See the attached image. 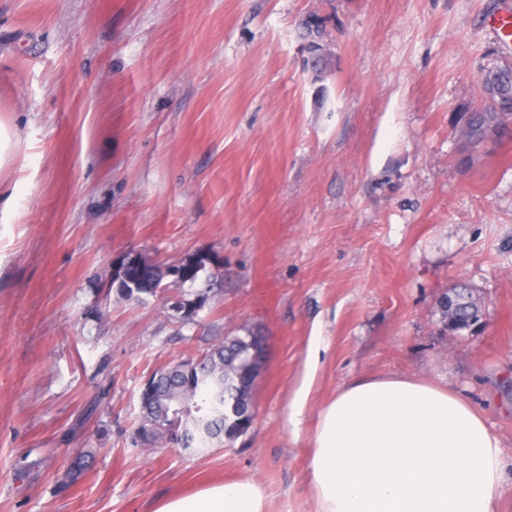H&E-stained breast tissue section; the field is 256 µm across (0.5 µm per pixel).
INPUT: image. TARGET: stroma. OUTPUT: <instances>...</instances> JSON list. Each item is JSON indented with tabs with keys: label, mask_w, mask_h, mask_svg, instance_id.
<instances>
[{
	"label": "stroma",
	"mask_w": 512,
	"mask_h": 512,
	"mask_svg": "<svg viewBox=\"0 0 512 512\" xmlns=\"http://www.w3.org/2000/svg\"><path fill=\"white\" fill-rule=\"evenodd\" d=\"M507 13L512 0H0V120L18 134L0 169V512H153L234 476L270 512H308L320 410L393 376L484 416L512 512V135H460L482 70L512 60ZM199 254L220 265L184 286L187 321L163 296L105 287L126 258ZM456 285L481 310L473 329L440 309ZM249 335L265 355L245 435L135 444L157 369Z\"/></svg>",
	"instance_id": "35a3bbf8"
}]
</instances>
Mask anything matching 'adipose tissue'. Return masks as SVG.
<instances>
[{"label": "adipose tissue", "mask_w": 512, "mask_h": 512, "mask_svg": "<svg viewBox=\"0 0 512 512\" xmlns=\"http://www.w3.org/2000/svg\"><path fill=\"white\" fill-rule=\"evenodd\" d=\"M308 465L313 512H496L501 446L451 390L362 378L323 407ZM154 512H267L249 477L161 501Z\"/></svg>", "instance_id": "ef3b65f1"}]
</instances>
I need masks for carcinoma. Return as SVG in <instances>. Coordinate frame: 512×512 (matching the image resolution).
Listing matches in <instances>:
<instances>
[{"label": "carcinoma", "mask_w": 512, "mask_h": 512, "mask_svg": "<svg viewBox=\"0 0 512 512\" xmlns=\"http://www.w3.org/2000/svg\"><path fill=\"white\" fill-rule=\"evenodd\" d=\"M462 120V135L471 143L512 128V90L463 110ZM254 341L253 336H228L197 358L155 372L136 429L139 445L154 448L169 442L167 425L175 420L191 445L240 437L243 420L252 413L249 362Z\"/></svg>", "instance_id": "cac0c4a2"}]
</instances>
